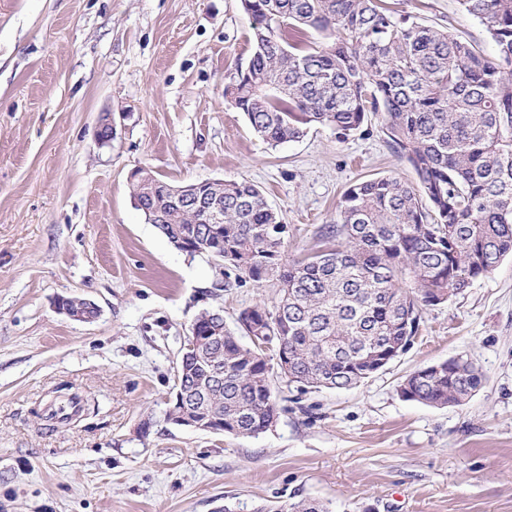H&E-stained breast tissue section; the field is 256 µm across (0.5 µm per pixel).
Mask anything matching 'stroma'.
Wrapping results in <instances>:
<instances>
[{"label": "stroma", "instance_id": "obj_1", "mask_svg": "<svg viewBox=\"0 0 512 512\" xmlns=\"http://www.w3.org/2000/svg\"><path fill=\"white\" fill-rule=\"evenodd\" d=\"M400 14L492 53L459 0ZM240 0H0V512H236L314 499L329 512H512V258L428 307L408 349L348 389L300 390L255 437L166 420L193 320L278 298L175 249L134 204L143 168L174 185L247 179L287 226L285 261L324 247L354 182L414 181L382 113L342 138L269 146L224 97L251 54ZM114 133L98 139L100 119ZM60 296L100 309L58 313ZM471 360L464 405L404 399L409 373ZM77 400L75 417L60 406Z\"/></svg>", "mask_w": 512, "mask_h": 512}]
</instances>
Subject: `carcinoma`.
<instances>
[{
    "label": "carcinoma",
    "mask_w": 512,
    "mask_h": 512,
    "mask_svg": "<svg viewBox=\"0 0 512 512\" xmlns=\"http://www.w3.org/2000/svg\"><path fill=\"white\" fill-rule=\"evenodd\" d=\"M495 44L488 55L446 29L396 17L384 0H241L252 54L226 94L254 133L272 147L314 125L344 136L370 112L416 182L385 176L349 186L337 206L329 247L283 263L286 224L246 179L224 181V265L235 280H274L275 310L256 305L238 323L248 336L285 341L289 381L342 389L410 344L423 308L448 301L512 255V0H460ZM313 29L327 42L305 48ZM132 197L167 240L210 232L202 211L184 204L140 169ZM267 322H262V318ZM205 362L182 357L171 404L224 417V432L254 437L278 418L266 350L242 345L214 313ZM483 384L461 357L408 374L403 398L460 406ZM257 512H327L300 499Z\"/></svg>",
    "instance_id": "1"
}]
</instances>
